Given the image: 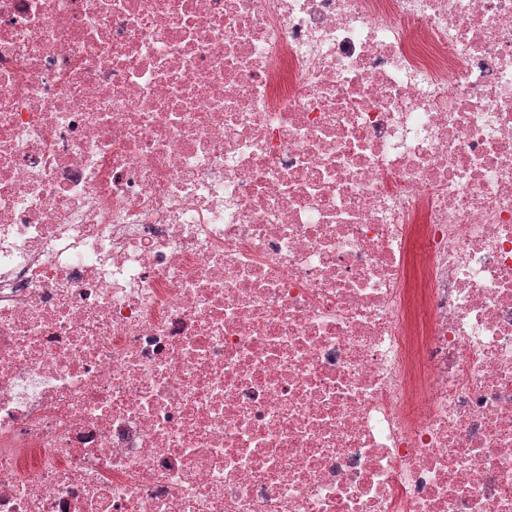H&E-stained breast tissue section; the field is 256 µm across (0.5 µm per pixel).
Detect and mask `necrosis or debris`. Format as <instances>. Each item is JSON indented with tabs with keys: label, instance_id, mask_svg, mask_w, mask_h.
I'll use <instances>...</instances> for the list:
<instances>
[{
	"label": "necrosis or debris",
	"instance_id": "4bbe7bcc",
	"mask_svg": "<svg viewBox=\"0 0 512 512\" xmlns=\"http://www.w3.org/2000/svg\"><path fill=\"white\" fill-rule=\"evenodd\" d=\"M0 512H512V0H0Z\"/></svg>",
	"mask_w": 512,
	"mask_h": 512
}]
</instances>
